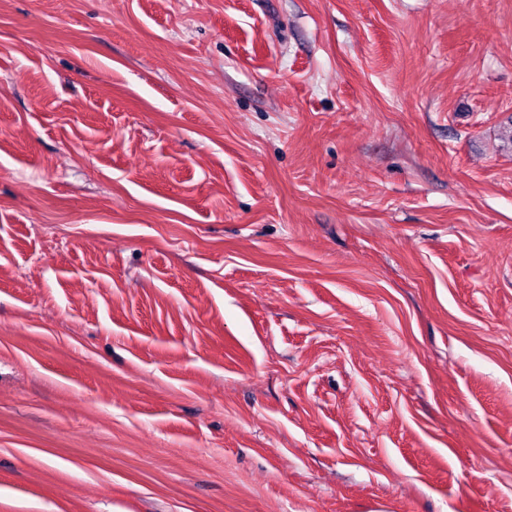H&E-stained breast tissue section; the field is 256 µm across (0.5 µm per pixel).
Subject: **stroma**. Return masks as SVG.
I'll return each mask as SVG.
<instances>
[{
    "instance_id": "stroma-1",
    "label": "stroma",
    "mask_w": 512,
    "mask_h": 512,
    "mask_svg": "<svg viewBox=\"0 0 512 512\" xmlns=\"http://www.w3.org/2000/svg\"><path fill=\"white\" fill-rule=\"evenodd\" d=\"M512 0H0V512H512Z\"/></svg>"
}]
</instances>
